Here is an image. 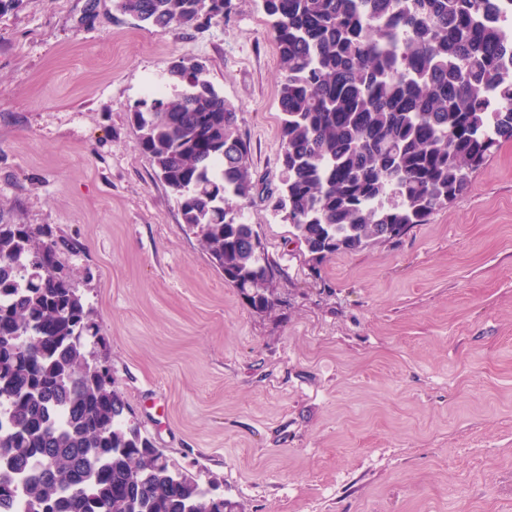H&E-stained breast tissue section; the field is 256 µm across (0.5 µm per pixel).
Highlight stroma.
<instances>
[{"instance_id":"1","label":"stroma","mask_w":512,"mask_h":512,"mask_svg":"<svg viewBox=\"0 0 512 512\" xmlns=\"http://www.w3.org/2000/svg\"><path fill=\"white\" fill-rule=\"evenodd\" d=\"M85 2L0 16V224L62 242L129 420L243 512H512V141L429 223L316 267L266 198L279 71L256 0L170 32ZM180 57L250 142L271 309L225 282L138 146L134 107Z\"/></svg>"}]
</instances>
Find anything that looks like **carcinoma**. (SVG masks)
Instances as JSON below:
<instances>
[{
	"instance_id": "obj_1",
	"label": "carcinoma",
	"mask_w": 512,
	"mask_h": 512,
	"mask_svg": "<svg viewBox=\"0 0 512 512\" xmlns=\"http://www.w3.org/2000/svg\"><path fill=\"white\" fill-rule=\"evenodd\" d=\"M258 2L278 49L285 173L266 198L313 265L428 223L512 140V50L493 0ZM114 7L201 29L232 0ZM167 74L172 90L137 103L138 145L224 281L265 310L278 269L238 207L257 189L238 110L191 59ZM59 251L41 226L0 224V512H240L125 421Z\"/></svg>"
}]
</instances>
